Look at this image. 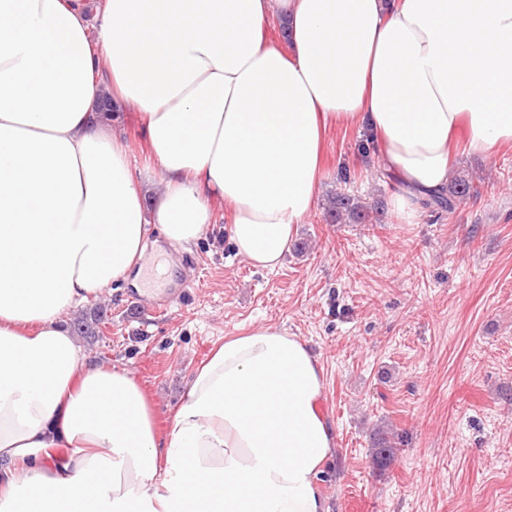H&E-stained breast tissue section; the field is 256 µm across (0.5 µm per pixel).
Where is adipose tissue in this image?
Masks as SVG:
<instances>
[{
    "instance_id": "obj_1",
    "label": "adipose tissue",
    "mask_w": 512,
    "mask_h": 512,
    "mask_svg": "<svg viewBox=\"0 0 512 512\" xmlns=\"http://www.w3.org/2000/svg\"><path fill=\"white\" fill-rule=\"evenodd\" d=\"M88 28L80 0H0V512H329L337 432L305 342L225 339L165 434L63 317L127 279L149 228L199 239L216 198L237 253L279 267L332 126L374 136L416 220L457 138L512 145V0H101ZM106 88L140 116L152 208Z\"/></svg>"
}]
</instances>
